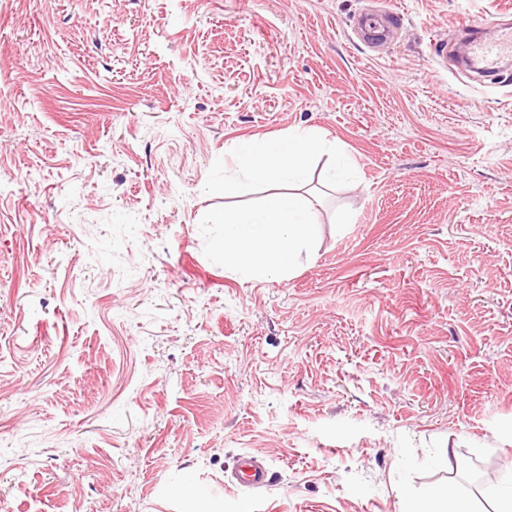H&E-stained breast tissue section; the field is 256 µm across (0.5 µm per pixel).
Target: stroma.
Masks as SVG:
<instances>
[{"mask_svg":"<svg viewBox=\"0 0 512 512\" xmlns=\"http://www.w3.org/2000/svg\"><path fill=\"white\" fill-rule=\"evenodd\" d=\"M368 10L391 38L355 34ZM512 0H0V512H400L512 478ZM356 182L295 276L209 261L241 138ZM268 470L236 480L239 455ZM467 43V54L472 57H480L487 62H495L512 55V33L501 31L491 37L479 35L475 27L462 28Z\"/></svg>","mask_w":512,"mask_h":512,"instance_id":"35a3bbf8","label":"stroma"}]
</instances>
